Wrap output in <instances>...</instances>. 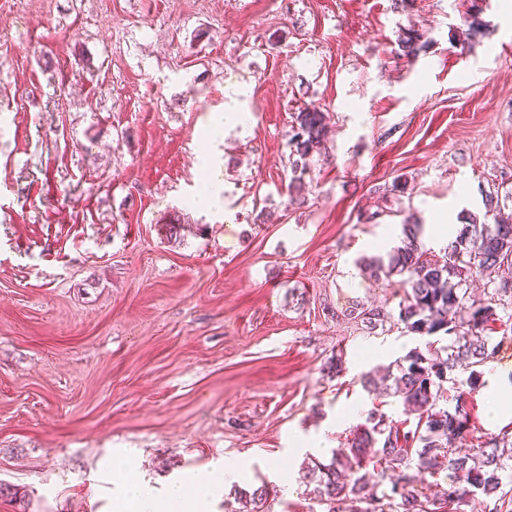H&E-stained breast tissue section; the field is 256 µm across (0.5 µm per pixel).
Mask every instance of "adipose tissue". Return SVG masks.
<instances>
[{"label":"adipose tissue","mask_w":512,"mask_h":512,"mask_svg":"<svg viewBox=\"0 0 512 512\" xmlns=\"http://www.w3.org/2000/svg\"><path fill=\"white\" fill-rule=\"evenodd\" d=\"M113 469L120 475L112 491L113 512H212L224 493L225 470H205L191 483L174 481L163 496H156L142 477L126 472L122 464Z\"/></svg>","instance_id":"ef3b65f1"}]
</instances>
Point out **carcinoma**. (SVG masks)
<instances>
[{"mask_svg":"<svg viewBox=\"0 0 512 512\" xmlns=\"http://www.w3.org/2000/svg\"><path fill=\"white\" fill-rule=\"evenodd\" d=\"M428 45L425 32L411 26L401 29L402 55L417 54ZM325 113L315 106L298 113L291 125L288 146L291 177L287 185L292 200H301L305 174L314 154L325 148ZM485 215L468 218L440 259L427 255L419 236L422 225L401 224L400 245L387 257H362L356 261L363 275L374 280L398 276L403 294L397 322L416 336H439L446 344L428 343L425 351L413 349L387 367L383 376H362L367 392L389 393L402 402L404 412L417 418L404 432L387 424L373 408L329 463L308 467L305 479L313 494L331 504L328 512H512V487L502 481L512 468V436L489 433L471 451L459 447L472 433L466 385L473 392L484 384L482 368L493 362L498 344L487 335L497 321L496 309L504 297L512 298V215L504 216L499 195L485 194ZM500 275L498 288L485 300L469 301L467 282L472 268ZM343 316L374 331L384 326L388 313L380 307L354 303ZM467 374L461 380L460 374ZM452 393V407L440 405ZM448 471L445 498L424 492L420 475ZM266 491L244 495L246 512H265Z\"/></svg>","mask_w":512,"mask_h":512,"instance_id":"cac0c4a2","label":"carcinoma"}]
</instances>
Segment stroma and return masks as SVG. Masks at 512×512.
<instances>
[{
    "label": "stroma",
    "mask_w": 512,
    "mask_h": 512,
    "mask_svg": "<svg viewBox=\"0 0 512 512\" xmlns=\"http://www.w3.org/2000/svg\"><path fill=\"white\" fill-rule=\"evenodd\" d=\"M482 31L465 37L471 16ZM429 45L397 55L401 28ZM325 148L290 177L294 112ZM245 115L225 134L216 116ZM222 183L195 207L201 157ZM0 512H112V463L152 484L240 463L216 512H328L302 479L372 408L361 376L423 338L356 261L416 215L443 256L498 190L512 211V13L501 0H0ZM445 217L448 235L429 229ZM472 393L512 432V328ZM343 370L329 372L332 357ZM325 113L315 106L298 112L291 125L288 146L291 177L287 185L289 195L294 202H305L302 191L305 189V174L310 170L314 154H320L325 148ZM342 314L345 317H350V319L359 320L362 326L371 331L383 327L387 319L391 318L390 314L380 307L368 308L358 303H352L351 306L342 311Z\"/></svg>",
    "instance_id": "stroma-1"
}]
</instances>
